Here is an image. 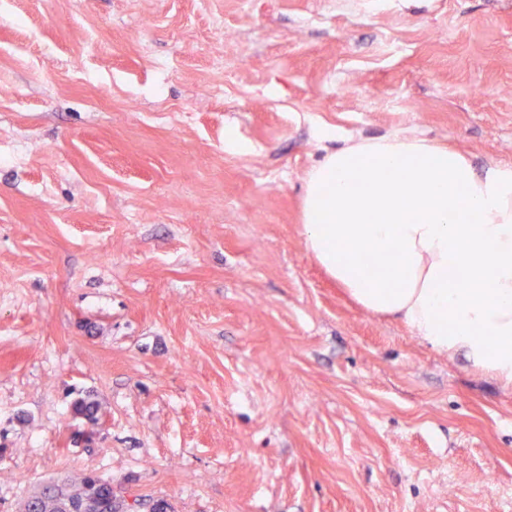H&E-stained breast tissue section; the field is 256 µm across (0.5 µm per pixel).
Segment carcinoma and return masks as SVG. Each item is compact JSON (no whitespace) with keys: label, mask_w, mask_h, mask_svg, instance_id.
<instances>
[{"label":"carcinoma","mask_w":512,"mask_h":512,"mask_svg":"<svg viewBox=\"0 0 512 512\" xmlns=\"http://www.w3.org/2000/svg\"><path fill=\"white\" fill-rule=\"evenodd\" d=\"M104 500L109 503V512H168L167 503L156 500L152 503L138 497V507L112 489V481L93 473L86 474L80 482L74 483L68 477H58L45 483L28 497L24 512H87L90 502Z\"/></svg>","instance_id":"1"}]
</instances>
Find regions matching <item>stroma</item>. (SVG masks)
I'll use <instances>...</instances> for the list:
<instances>
[{
  "label": "stroma",
  "mask_w": 512,
  "mask_h": 512,
  "mask_svg": "<svg viewBox=\"0 0 512 512\" xmlns=\"http://www.w3.org/2000/svg\"><path fill=\"white\" fill-rule=\"evenodd\" d=\"M0 86V512L91 471L174 512H512V384L354 304L302 219L361 138L512 164V0H0Z\"/></svg>",
  "instance_id": "obj_1"
}]
</instances>
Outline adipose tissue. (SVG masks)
<instances>
[{"mask_svg": "<svg viewBox=\"0 0 512 512\" xmlns=\"http://www.w3.org/2000/svg\"><path fill=\"white\" fill-rule=\"evenodd\" d=\"M307 248L349 298L512 383V166L477 173L409 135L329 153L303 194ZM385 263L370 278L367 255Z\"/></svg>", "mask_w": 512, "mask_h": 512, "instance_id": "ef3b65f1", "label": "adipose tissue"}]
</instances>
